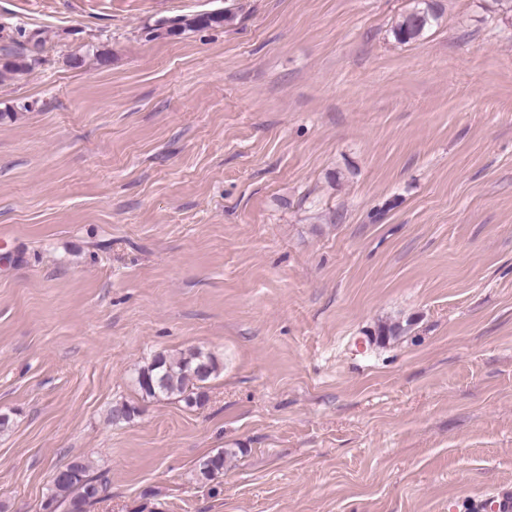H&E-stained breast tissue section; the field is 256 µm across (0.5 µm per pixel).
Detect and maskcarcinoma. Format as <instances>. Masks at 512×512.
<instances>
[{"label": "carcinoma", "mask_w": 512, "mask_h": 512, "mask_svg": "<svg viewBox=\"0 0 512 512\" xmlns=\"http://www.w3.org/2000/svg\"><path fill=\"white\" fill-rule=\"evenodd\" d=\"M233 13L222 10L177 19L168 27L166 34L178 36L187 31L208 28H222L231 21ZM439 14L426 0H421L412 10L401 16L393 28V34L401 43L416 42L426 35L437 23ZM29 53L16 54L3 65V72L21 73L28 70L36 59L29 57L42 48L44 39H30ZM94 57L98 65L107 62L105 52L96 50L84 55H72L69 65L82 68L87 58ZM221 369L219 359L211 353L200 350L180 356L164 353L155 355L151 362L138 372L136 383L147 398L176 397L189 407L201 406L207 400L206 384L218 375ZM141 413L140 407L128 402L112 406L110 418L114 423L128 422ZM237 449L225 448L200 462L196 471V481L205 484L224 472L227 459L236 456ZM65 474L50 481L49 494L42 503L43 512H90L107 492L108 485L99 475L91 474L90 465L81 458H75L65 467Z\"/></svg>", "instance_id": "carcinoma-1"}]
</instances>
